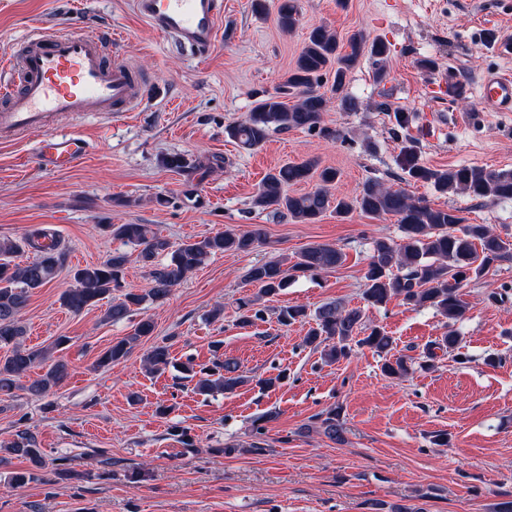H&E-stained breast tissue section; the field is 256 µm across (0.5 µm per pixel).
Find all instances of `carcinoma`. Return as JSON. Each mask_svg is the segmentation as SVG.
I'll return each instance as SVG.
<instances>
[{
  "label": "carcinoma",
  "mask_w": 512,
  "mask_h": 512,
  "mask_svg": "<svg viewBox=\"0 0 512 512\" xmlns=\"http://www.w3.org/2000/svg\"><path fill=\"white\" fill-rule=\"evenodd\" d=\"M298 17L297 0H280L278 24L282 30H293ZM362 43L363 35L355 33L347 41L350 51L342 53L337 34L323 25L311 27L295 67L279 91L258 100L245 121L225 126L227 137L245 151L262 147L273 132L292 129L317 130L327 138H336L335 131L322 126L328 98L317 90V85L331 71V91H342L348 72L361 54ZM288 94L295 98L291 105L283 101ZM394 120L407 132L399 163L409 179L429 184L445 195L512 200V170H490L478 165L446 169L424 166L419 163L416 140L408 134L409 114L396 112ZM160 163L186 176L197 169L181 154H166ZM315 177L318 184L314 189L303 194L288 193V187ZM337 178L335 169L319 168L314 158L285 163L265 175L253 205L262 210L274 206L299 224H314L329 210L338 217L358 210L368 215L396 218L403 243L387 238L373 241L372 254L363 274L362 298L371 307H384L398 299L411 307L435 309L448 319V331L429 345L427 361L436 358L437 349L461 359V336L454 326L466 318L468 303L462 299L460 290L481 279L501 262L512 260V237L496 233L488 224L467 223L463 211L456 207L435 208L425 200L412 198L401 187L377 181L366 182L351 198L334 196L329 186ZM103 228L131 251L115 250L103 262L77 269L73 273L75 285L64 291L61 301L68 310L79 313L110 297L106 318L113 323L130 319L147 301L167 300L173 289L210 257L224 252H249L263 242L259 229L248 232L226 229L174 246L145 224H105ZM25 247L35 253L32 260L24 264L9 260ZM133 257L147 269L151 288L145 294L129 291L116 298L112 293L122 290L126 266ZM343 262L344 254L340 249L331 244H313L303 248L293 259L282 255L252 266L247 279L258 284L259 290L251 298L236 301L237 325L244 328L262 319L263 310L256 308L258 301L279 294L295 279L315 278ZM62 267L63 253L42 229L32 231L21 245L0 242V349L6 352V357L0 360V396L12 395L17 380L47 359L48 349H34L24 344L22 316L30 294L55 279ZM277 321L282 326L309 325L303 343L319 352L327 363L334 364L348 357L355 347H366L384 358L381 370L386 377L399 380L410 371L404 357L392 354L393 337L383 328L367 324L363 310L358 307L350 308L337 300L321 305L312 313L303 306H284L277 311ZM154 330L151 318H141L133 325L130 335L113 342L99 354L96 366L109 369L121 363L134 345L153 335ZM144 362L151 373L165 370L170 364L169 347L153 346ZM184 371L187 377L197 378L196 389L201 393L232 392L248 382L240 373L239 363L230 358L218 359L212 366L197 372L190 367ZM68 376V365L60 359L26 390L36 398H43ZM317 419L325 434L337 441L343 439L344 427L338 411L331 409L317 415ZM6 451L25 458L35 469L46 465L45 452L39 448L36 436L26 429L16 432Z\"/></svg>",
  "instance_id": "1"
}]
</instances>
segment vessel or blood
<instances>
[{"label":"vessel or blood","instance_id":"1","mask_svg":"<svg viewBox=\"0 0 512 512\" xmlns=\"http://www.w3.org/2000/svg\"><path fill=\"white\" fill-rule=\"evenodd\" d=\"M136 8L154 32L198 59L215 47L224 16V0H136ZM116 43L112 31L83 24L26 36L23 51L0 59V139L36 138L39 160L53 170L89 155L82 135L54 132L51 119L88 112L117 118L133 110L141 91L129 67L106 59ZM480 104L487 112H512V75H484Z\"/></svg>","mask_w":512,"mask_h":512}]
</instances>
